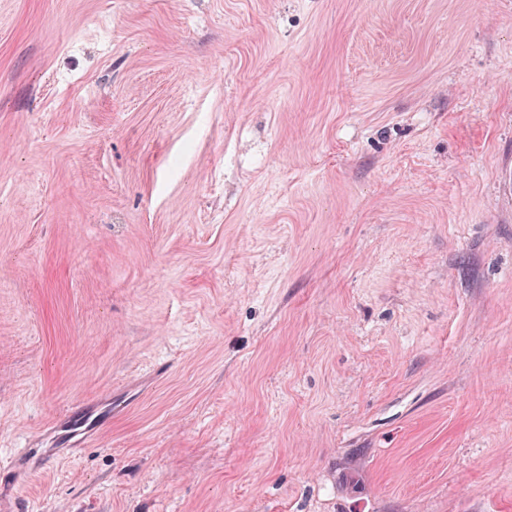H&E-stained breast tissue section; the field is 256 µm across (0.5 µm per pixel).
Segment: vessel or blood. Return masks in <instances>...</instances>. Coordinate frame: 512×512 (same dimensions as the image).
Returning a JSON list of instances; mask_svg holds the SVG:
<instances>
[{"label": "vessel or blood", "instance_id": "1", "mask_svg": "<svg viewBox=\"0 0 512 512\" xmlns=\"http://www.w3.org/2000/svg\"><path fill=\"white\" fill-rule=\"evenodd\" d=\"M112 398L104 396L67 407L43 433L25 439L8 455L0 456V512H22L19 486L63 455L92 446L112 421Z\"/></svg>", "mask_w": 512, "mask_h": 512}]
</instances>
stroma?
Returning a JSON list of instances; mask_svg holds the SVG:
<instances>
[{"mask_svg":"<svg viewBox=\"0 0 512 512\" xmlns=\"http://www.w3.org/2000/svg\"><path fill=\"white\" fill-rule=\"evenodd\" d=\"M506 165L512 0H0L27 512H512ZM112 395L68 406L43 433L25 439L8 455L0 456V511L22 512L20 482L65 453L92 446L100 431L112 422Z\"/></svg>","mask_w":512,"mask_h":512,"instance_id":"obj_1","label":"stroma"}]
</instances>
